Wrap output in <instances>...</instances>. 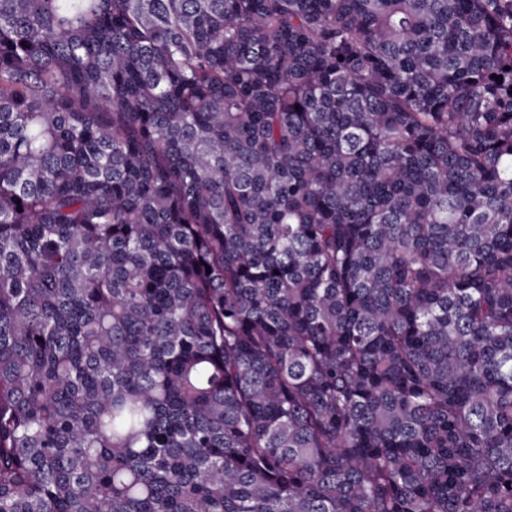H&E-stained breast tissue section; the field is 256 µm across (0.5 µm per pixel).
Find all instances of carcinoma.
I'll use <instances>...</instances> for the list:
<instances>
[{
    "label": "carcinoma",
    "mask_w": 512,
    "mask_h": 512,
    "mask_svg": "<svg viewBox=\"0 0 512 512\" xmlns=\"http://www.w3.org/2000/svg\"><path fill=\"white\" fill-rule=\"evenodd\" d=\"M0 512H512V0H0Z\"/></svg>",
    "instance_id": "cac0c4a2"
}]
</instances>
